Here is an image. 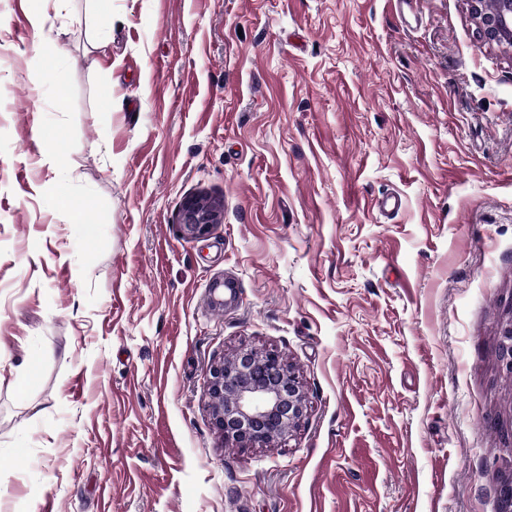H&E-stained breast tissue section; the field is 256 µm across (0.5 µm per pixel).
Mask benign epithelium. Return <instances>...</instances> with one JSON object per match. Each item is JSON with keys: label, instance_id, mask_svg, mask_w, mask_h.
Returning <instances> with one entry per match:
<instances>
[{"label": "benign epithelium", "instance_id": "obj_1", "mask_svg": "<svg viewBox=\"0 0 512 512\" xmlns=\"http://www.w3.org/2000/svg\"><path fill=\"white\" fill-rule=\"evenodd\" d=\"M480 38L512 50V0H469ZM223 223V205L201 195L184 198L179 224L189 235L201 237ZM503 368L512 375V325L500 339ZM207 391L215 427L244 448H270L285 442L297 428L305 408L298 376L276 352L243 349L209 368Z\"/></svg>", "mask_w": 512, "mask_h": 512}]
</instances>
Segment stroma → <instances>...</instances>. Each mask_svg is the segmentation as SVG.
Instances as JSON below:
<instances>
[{
	"instance_id": "1",
	"label": "stroma",
	"mask_w": 512,
	"mask_h": 512,
	"mask_svg": "<svg viewBox=\"0 0 512 512\" xmlns=\"http://www.w3.org/2000/svg\"><path fill=\"white\" fill-rule=\"evenodd\" d=\"M511 322L467 0H0V512H505ZM243 348L306 395L273 448L213 424ZM223 223V205L201 195L184 198L179 224L189 235L201 237L208 233L213 224Z\"/></svg>"
}]
</instances>
